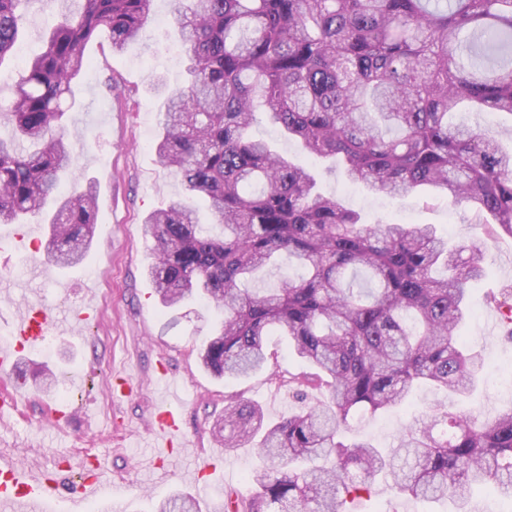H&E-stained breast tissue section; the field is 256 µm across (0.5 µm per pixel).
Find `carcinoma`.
<instances>
[{"label":"carcinoma","instance_id":"cac0c4a2","mask_svg":"<svg viewBox=\"0 0 512 512\" xmlns=\"http://www.w3.org/2000/svg\"><path fill=\"white\" fill-rule=\"evenodd\" d=\"M29 2L0 0V65ZM154 2L80 0L14 76L11 133L0 136V223L48 225L41 247L59 267L81 264L94 237L96 188L82 182L65 130L86 46L105 28L122 52ZM177 30L189 80L154 85L167 91L155 152L182 198L143 221L154 293L165 307L197 297L218 312L199 352L214 375L269 366L276 333L303 368L286 380L274 369L271 379L297 400L328 392L279 422L240 394L225 397L216 438L255 445L261 464L250 496L224 492V512H341L339 496L355 500L382 473L412 497L451 495L462 510L477 484L512 502V410L480 421L445 409L409 425L389 451L344 436L418 384L452 396L475 387L484 361L460 327L484 274L480 246H450L430 224H369L250 134L260 112L376 196L435 186L488 235L512 237V150L451 122L460 107L512 117V0H185ZM199 200L219 234L200 224ZM282 258L296 271L271 288L247 287ZM490 302L512 337V292ZM158 512L199 510L173 495Z\"/></svg>","mask_w":512,"mask_h":512}]
</instances>
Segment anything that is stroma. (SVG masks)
<instances>
[{"instance_id": "stroma-1", "label": "stroma", "mask_w": 512, "mask_h": 512, "mask_svg": "<svg viewBox=\"0 0 512 512\" xmlns=\"http://www.w3.org/2000/svg\"><path fill=\"white\" fill-rule=\"evenodd\" d=\"M64 7L76 9V0H31L15 55L0 66V112L14 96L12 71L42 51L41 31ZM177 7V0H155L139 39L124 52H113L104 28L86 48L89 63L76 85L78 108L66 121L69 139L81 148L79 166L98 190L95 235L83 264L69 270L48 266L44 255L35 252L32 237L13 239L11 225L0 224V337L8 335L13 318L33 299L65 316L86 299L96 307L92 318L76 323L67 334H49L40 348L21 354L18 365L31 379L45 365L62 373L52 392L41 391L32 382L18 391L9 378L0 377V407L6 412L0 419V454L15 456L29 474L56 475L60 495L50 512H89V504L75 505L73 491L84 466L96 462L103 481L112 486V502L120 512H156L161 501L191 488L197 491L200 512H211L212 504L223 502L226 489L250 494L248 475L257 464L256 449L246 447L225 451L222 464L215 468H200L203 456L217 445L211 425L224 411L225 395L239 393L258 402L271 420L301 409L266 372L224 380L204 370L198 350L211 334L215 313L192 301L163 308L146 277L152 252L142 222L181 194L178 179L160 164L154 150L163 98L151 88L157 75L164 76L172 89L188 78V57L177 36ZM111 81L119 93L109 91ZM252 132L312 170L325 192L361 211L368 222L431 224L438 235L453 242L482 239L486 274L473 289L462 335L468 348L483 355L485 370L473 395L457 409L493 414L512 408V340L488 330L495 311L485 301L489 291L512 289V238H483L472 213L439 196L375 197L363 185L349 182L342 171L328 169L299 151L265 120H258ZM162 366L180 390L176 413L191 442L190 447L173 451L171 475L165 479L152 467L151 432ZM117 373L138 381L132 395H113L111 383ZM447 404L444 393L424 386L410 404L362 421L353 434L378 447L393 448L407 425ZM60 406L73 413L61 428L53 421ZM457 510L450 498L413 499L385 476L354 506V512Z\"/></svg>"}]
</instances>
